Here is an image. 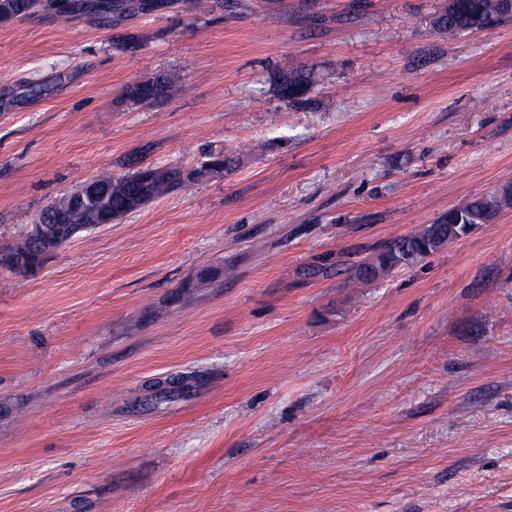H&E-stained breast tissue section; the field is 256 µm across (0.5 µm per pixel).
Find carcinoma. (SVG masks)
Segmentation results:
<instances>
[{
    "label": "carcinoma",
    "instance_id": "carcinoma-1",
    "mask_svg": "<svg viewBox=\"0 0 512 512\" xmlns=\"http://www.w3.org/2000/svg\"><path fill=\"white\" fill-rule=\"evenodd\" d=\"M39 10H46L43 0H0V23L14 22L32 16ZM506 18L508 15L502 8V0H455L450 9L436 14L433 27L438 34L451 37L465 31L489 28ZM270 76L277 95L293 103L306 101L305 94L315 83L314 69L305 64L276 66ZM173 87L172 76L158 72L132 83L128 86L127 94L135 102L156 103L168 99L173 93ZM236 163L235 156L219 152L209 162L188 171L180 167H164L162 173L147 185L145 197L154 200L185 182H201L221 176L231 171ZM152 171L151 166L140 167L123 176L124 187L112 190L108 189V185L113 176L98 177L103 189L84 206L82 223L97 224L105 214L125 216L136 211L134 195L141 190V180L149 177ZM508 208H512V184L507 183L449 209L448 213L441 215L435 222L425 224L409 235L391 239L372 261L355 268L356 278L369 281L380 271L429 256L449 242L467 236L475 226L491 223L502 210ZM5 251L30 256L32 270L21 272L24 277H33L37 275V270L44 267L41 255L32 250L30 239L26 236L20 237ZM189 393L190 388L187 386L175 390L163 388L149 393L146 400L155 405L185 399Z\"/></svg>",
    "mask_w": 512,
    "mask_h": 512
}]
</instances>
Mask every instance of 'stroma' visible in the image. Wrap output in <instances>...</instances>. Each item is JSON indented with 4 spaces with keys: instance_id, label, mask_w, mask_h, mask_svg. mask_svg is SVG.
I'll list each match as a JSON object with an SVG mask.
<instances>
[{
    "instance_id": "stroma-1",
    "label": "stroma",
    "mask_w": 512,
    "mask_h": 512,
    "mask_svg": "<svg viewBox=\"0 0 512 512\" xmlns=\"http://www.w3.org/2000/svg\"><path fill=\"white\" fill-rule=\"evenodd\" d=\"M157 2L0 25V246L101 174L239 158L39 276L0 268V512H512V209L353 272L512 182V19L445 39V0ZM289 61L301 105L270 82ZM157 71L168 100L128 98ZM202 267L227 276L174 298ZM277 95L293 103L307 101L305 94L315 83L313 67L305 64H290L288 67L276 66L270 73ZM508 208H512V184L507 183L449 209L432 224L391 239L371 262L355 268L356 278L369 281L379 271L429 256L449 242L467 236L475 226L491 223Z\"/></svg>"
}]
</instances>
